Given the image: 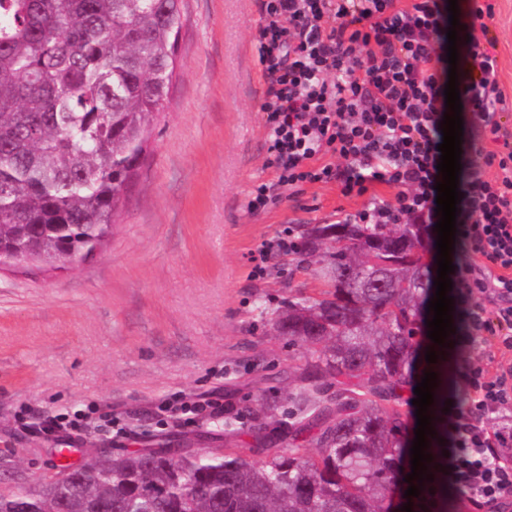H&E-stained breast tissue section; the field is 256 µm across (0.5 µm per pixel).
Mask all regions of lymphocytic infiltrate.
I'll return each mask as SVG.
<instances>
[{"instance_id":"1","label":"lymphocytic infiltrate","mask_w":512,"mask_h":512,"mask_svg":"<svg viewBox=\"0 0 512 512\" xmlns=\"http://www.w3.org/2000/svg\"><path fill=\"white\" fill-rule=\"evenodd\" d=\"M258 56L267 89L260 105L274 177L256 185L257 213L300 183H337L361 197L340 224H436V182L446 110L447 25L442 0H257ZM492 0H470L468 40L457 69L460 101L476 131L496 145L482 160L461 155L462 200L455 264L466 325L488 333L495 370L468 365L465 398L449 410L448 483L476 510L512 496V133L498 113V78L489 23ZM495 170L486 176L485 167ZM396 188L394 201L374 186ZM500 424H474V415Z\"/></svg>"}]
</instances>
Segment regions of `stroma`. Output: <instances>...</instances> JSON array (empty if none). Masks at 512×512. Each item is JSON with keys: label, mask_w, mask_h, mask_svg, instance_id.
<instances>
[{"label": "stroma", "mask_w": 512, "mask_h": 512, "mask_svg": "<svg viewBox=\"0 0 512 512\" xmlns=\"http://www.w3.org/2000/svg\"><path fill=\"white\" fill-rule=\"evenodd\" d=\"M181 14L166 108L111 234L73 265L0 268V488L53 475L62 453L223 447L221 417L180 424L168 404L216 393L245 417L259 400L285 402L304 350L271 315L321 285L296 254L271 250L259 274L252 258L363 204L336 183H302L250 213L253 186L273 176L256 0H182ZM492 27L512 101V0H496ZM31 407L84 414L79 436L23 432Z\"/></svg>", "instance_id": "stroma-1"}]
</instances>
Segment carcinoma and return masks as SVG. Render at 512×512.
<instances>
[{
    "instance_id": "carcinoma-1",
    "label": "carcinoma",
    "mask_w": 512,
    "mask_h": 512,
    "mask_svg": "<svg viewBox=\"0 0 512 512\" xmlns=\"http://www.w3.org/2000/svg\"><path fill=\"white\" fill-rule=\"evenodd\" d=\"M179 2L0 0L1 249L84 257L108 236L168 99ZM422 230L319 224L294 248L324 290L288 298L272 318L308 354L286 419L275 401L252 412L260 459L238 447L243 429L228 415L224 450L93 455L66 478L0 493V512H388L410 451L400 391L434 283ZM434 351L433 480L412 512L448 508V355Z\"/></svg>"
}]
</instances>
